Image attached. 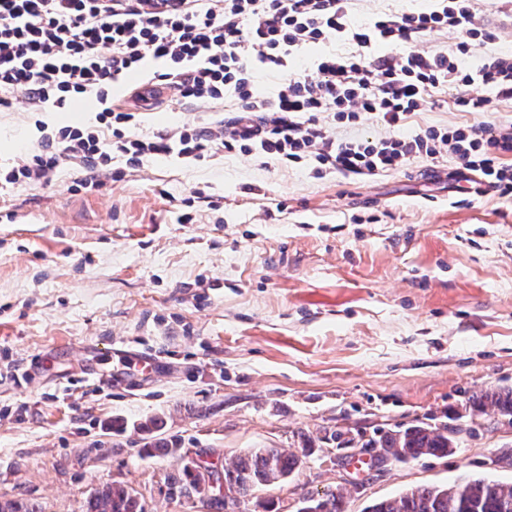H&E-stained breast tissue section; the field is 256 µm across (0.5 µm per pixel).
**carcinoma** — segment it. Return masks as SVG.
<instances>
[{"label": "carcinoma", "mask_w": 512, "mask_h": 512, "mask_svg": "<svg viewBox=\"0 0 512 512\" xmlns=\"http://www.w3.org/2000/svg\"><path fill=\"white\" fill-rule=\"evenodd\" d=\"M483 417L506 420L512 424V388H485L473 391L464 409L452 411V421L475 426ZM301 452L281 448H256L224 464L222 479L225 493L220 498L211 494L208 479L193 462L182 455L176 442L156 438L143 453L170 456L180 461L178 476L168 480L169 491L184 496L192 488L193 496L202 499L208 512H227L239 508L256 488L287 479L299 469L302 458L312 451V441L299 434ZM363 448L380 449L379 457L407 461L426 457H443L457 448L448 423L420 422L395 430L377 431L361 443ZM318 512H345L343 495L328 490L313 501ZM0 512H42L38 504L22 499L0 501ZM84 512H146L144 502L126 485L114 482L98 489L86 502ZM368 512H512V483L502 484L473 478L445 487L420 486L394 499L380 501Z\"/></svg>", "instance_id": "obj_1"}]
</instances>
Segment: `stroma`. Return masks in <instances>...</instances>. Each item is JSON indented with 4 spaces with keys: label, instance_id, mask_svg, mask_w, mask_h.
I'll return each instance as SVG.
<instances>
[{
    "label": "stroma",
    "instance_id": "1",
    "mask_svg": "<svg viewBox=\"0 0 512 512\" xmlns=\"http://www.w3.org/2000/svg\"><path fill=\"white\" fill-rule=\"evenodd\" d=\"M475 7L494 39L469 63L512 51V0ZM455 96L437 89L402 134L512 123L510 100L463 112ZM235 108L137 106L145 135ZM62 120L22 101L0 112V158ZM112 166L93 193L66 165L48 184L0 182V499L83 512L120 481L147 512H205L168 496L180 464L142 455L141 423L163 418L162 437L228 460L326 427L366 440L512 387V203L473 194L453 156L362 176L238 151ZM110 347L162 355L160 374L88 387ZM508 451L512 426L493 418L443 458L376 464L374 449L325 444L239 512H297L329 487L368 512L420 485L512 483Z\"/></svg>",
    "mask_w": 512,
    "mask_h": 512
}]
</instances>
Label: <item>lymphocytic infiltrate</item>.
<instances>
[{"instance_id":"obj_1","label":"lymphocytic infiltrate","mask_w":512,"mask_h":512,"mask_svg":"<svg viewBox=\"0 0 512 512\" xmlns=\"http://www.w3.org/2000/svg\"><path fill=\"white\" fill-rule=\"evenodd\" d=\"M448 29L462 40L457 54L419 45ZM472 0H440L433 9L349 20L348 0H0V109L25 98L30 109L62 110L74 97L96 94L103 106L87 128L66 126L41 136L26 156L0 174L10 184L51 182L70 165L76 187L97 191L113 177L112 158L132 166L147 155L204 160L234 147L258 156L318 164L346 175L396 169L414 157L453 155L463 170L500 198L512 199V125L430 128L398 136L408 114L424 111L436 88L451 84L463 111L484 112L494 100H512V54L487 57L475 68L459 54L491 39ZM345 39L357 54L331 55L290 74L274 98L256 93L258 71H287L307 44ZM381 44L399 46L378 56ZM163 70L133 88L153 105L186 107L223 99L232 91L235 115L221 114L144 138L131 133L135 112L110 99L108 89L146 60ZM351 122L373 119L390 131L379 140L340 139L319 122L321 113ZM112 131L103 139L102 128Z\"/></svg>"}]
</instances>
